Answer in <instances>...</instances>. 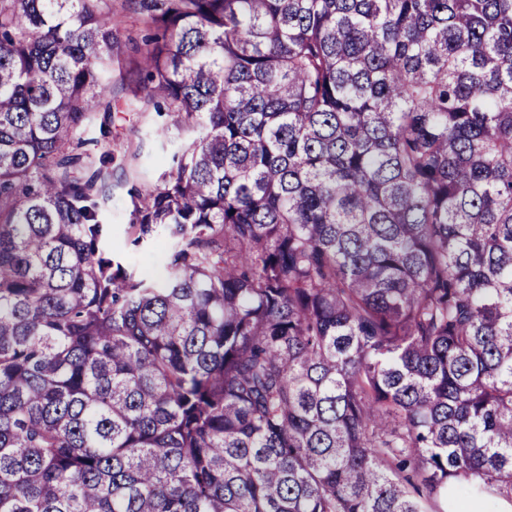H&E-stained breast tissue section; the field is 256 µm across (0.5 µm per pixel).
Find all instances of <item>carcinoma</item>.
I'll use <instances>...</instances> for the list:
<instances>
[{
  "mask_svg": "<svg viewBox=\"0 0 512 512\" xmlns=\"http://www.w3.org/2000/svg\"><path fill=\"white\" fill-rule=\"evenodd\" d=\"M125 7L157 279L106 0H0V512L512 506V0ZM122 0H112V13L118 22L121 46L114 54L112 67V124L108 140L112 145L115 159L113 170L112 202L105 209L102 220L112 225V245L117 246L127 238L129 226L128 191L135 186L156 182L166 169L162 159L170 149L169 138L155 137V131L162 126L166 117H159L151 108L147 112H133L126 102L128 90L120 84V72L129 74L138 68L140 55L135 51L136 43L146 34L147 27L135 15L123 12ZM164 144V148L162 147ZM138 150V159L132 153ZM118 163H122L118 166ZM129 261L142 275H157L161 272L164 256L158 247L131 252Z\"/></svg>",
  "mask_w": 512,
  "mask_h": 512,
  "instance_id": "1",
  "label": "carcinoma"
}]
</instances>
